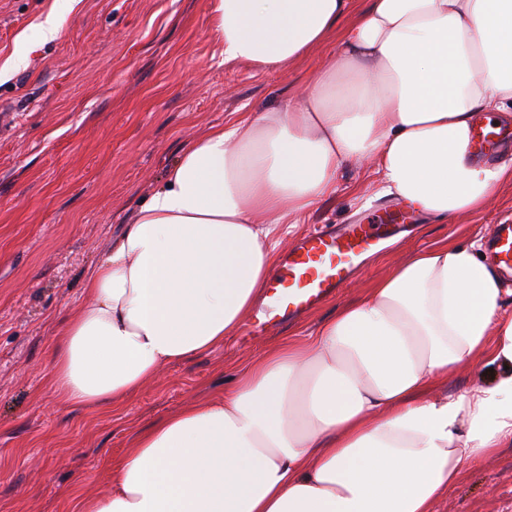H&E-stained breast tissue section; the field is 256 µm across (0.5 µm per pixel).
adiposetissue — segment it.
Here are the masks:
<instances>
[{"label":"adipose tissue","mask_w":512,"mask_h":512,"mask_svg":"<svg viewBox=\"0 0 512 512\" xmlns=\"http://www.w3.org/2000/svg\"><path fill=\"white\" fill-rule=\"evenodd\" d=\"M225 61L286 70L336 43L340 67L185 142L85 282L51 384L118 407L165 365L222 345L265 293L273 234L370 164L380 195L441 223L512 170L476 157L479 120L512 124V0H208ZM478 243L410 254L306 340L140 432L109 492L71 512H431L467 463L512 445V315ZM490 381L436 388L464 365Z\"/></svg>","instance_id":"1"}]
</instances>
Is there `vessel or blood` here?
Wrapping results in <instances>:
<instances>
[{"instance_id": "obj_1", "label": "vessel or blood", "mask_w": 512, "mask_h": 512, "mask_svg": "<svg viewBox=\"0 0 512 512\" xmlns=\"http://www.w3.org/2000/svg\"><path fill=\"white\" fill-rule=\"evenodd\" d=\"M380 230L376 224H350L336 231L320 228L292 248L267 289L269 310L283 318L305 312L333 294L360 266ZM493 254L512 269V227H501Z\"/></svg>"}]
</instances>
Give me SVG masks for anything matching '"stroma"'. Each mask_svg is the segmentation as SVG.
Instances as JSON below:
<instances>
[{
  "label": "stroma",
  "mask_w": 512,
  "mask_h": 512,
  "mask_svg": "<svg viewBox=\"0 0 512 512\" xmlns=\"http://www.w3.org/2000/svg\"><path fill=\"white\" fill-rule=\"evenodd\" d=\"M54 41L27 46L25 67L0 79V512H65L72 490L108 491L107 460L157 420L205 400L285 337L308 338L406 255L452 241L489 242L512 225V182L452 224L400 221L358 270L314 309L162 367L117 409L60 404L49 386L56 336L86 303L85 278L183 143L227 113L266 110L332 66L335 46L288 70L225 62L208 0H0V63L48 11ZM371 167L341 166L335 195L302 223L277 227L286 257L317 224H373L402 208L379 196ZM432 512H512V447L469 463Z\"/></svg>",
  "instance_id": "stroma-1"
}]
</instances>
